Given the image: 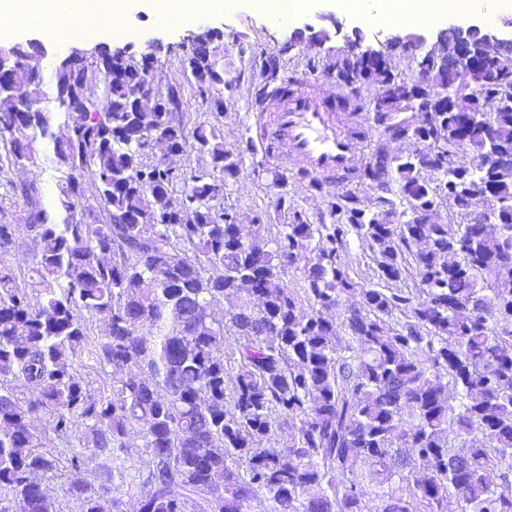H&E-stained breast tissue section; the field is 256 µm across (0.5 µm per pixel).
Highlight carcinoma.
Instances as JSON below:
<instances>
[{"mask_svg":"<svg viewBox=\"0 0 512 512\" xmlns=\"http://www.w3.org/2000/svg\"><path fill=\"white\" fill-rule=\"evenodd\" d=\"M219 39L195 33L184 58L221 61ZM98 59L100 112L65 109L59 123L53 112L0 102V138L14 161L35 163L38 134L66 170L65 216L43 208L38 186L27 183L26 222L0 224V254L22 230L40 247L30 281L0 265V512L16 501L29 512H61L36 480L56 468L40 452L34 420L41 414L71 446L68 493L82 512H121L115 492L126 484L140 487L138 512H244L261 494L271 495L277 512H364V464L388 478L427 470L412 492L423 512H442L450 494L461 512H512V176L487 172L481 155L461 180L437 163L439 189L459 211H482L495 223L444 224L425 210L393 224L392 186L403 200L435 199L422 175L431 159L399 153L373 166L387 146L355 126L366 154L348 181L382 191L376 211L358 207L350 189L336 204L343 223L317 227L296 213L265 251L255 242L260 225L226 222L210 205L238 175L239 154L204 125L187 133L173 112L135 111L151 58L114 62L101 46ZM84 74L78 59L57 81L74 90ZM487 94L512 98V78H491ZM429 104L425 88L377 121L431 140L448 125L467 124L475 106L462 86L438 125L426 126L414 110ZM467 131L473 146L512 156V112ZM159 136L175 153L194 143L215 170L193 177L184 212L166 224L150 223L156 196L177 181L173 170L151 165L149 143ZM84 168L95 176L94 205L82 203L83 186L71 177ZM352 232L377 254L379 278L397 282L412 269L421 293L355 287L339 252ZM299 260L308 309L282 282ZM486 274L493 279L484 281ZM344 295L348 340L326 316ZM229 296L236 304L227 322L215 320L209 304ZM404 309V322L391 321ZM87 314L106 322L103 335L87 336ZM227 331L237 336L230 388ZM85 357L111 369L110 388L94 393L84 383L77 365ZM449 383L455 407L444 395ZM21 387L32 397L19 398ZM450 419L458 451L448 445ZM276 425L291 429L288 441L262 447ZM134 428L147 457L137 484L126 480L122 460ZM92 457L96 486L82 478ZM312 487L320 493L307 495Z\"/></svg>","mask_w":512,"mask_h":512,"instance_id":"1","label":"carcinoma"}]
</instances>
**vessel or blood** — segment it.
Here are the masks:
<instances>
[{"instance_id": "b4317fda", "label": "vessel or blood", "mask_w": 512, "mask_h": 512, "mask_svg": "<svg viewBox=\"0 0 512 512\" xmlns=\"http://www.w3.org/2000/svg\"><path fill=\"white\" fill-rule=\"evenodd\" d=\"M273 139L287 144L302 159L311 179L333 187L352 168L357 142L337 127L332 112L313 91L301 89L284 96L269 120Z\"/></svg>"}]
</instances>
